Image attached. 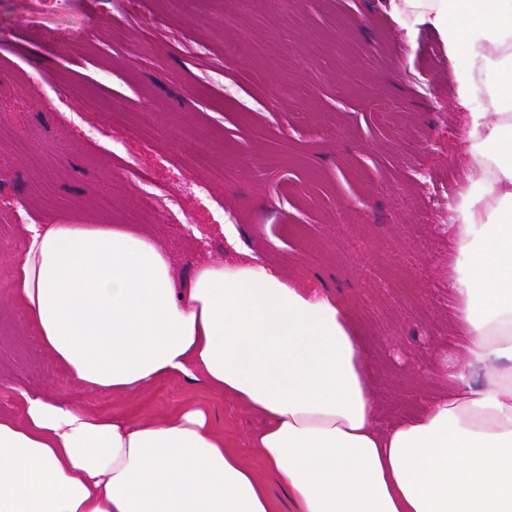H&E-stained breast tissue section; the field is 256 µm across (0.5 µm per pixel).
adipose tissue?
<instances>
[{
	"label": "adipose tissue",
	"mask_w": 512,
	"mask_h": 512,
	"mask_svg": "<svg viewBox=\"0 0 512 512\" xmlns=\"http://www.w3.org/2000/svg\"><path fill=\"white\" fill-rule=\"evenodd\" d=\"M389 3L402 28L430 25L459 57L461 104L485 98L452 216L469 340L421 414L383 424L342 304L249 253L199 266L181 288L135 231L31 224L14 290L78 387L125 394L198 372L259 416L251 445L295 512H512V0ZM21 397L20 416L0 414V512H272L202 408L156 421Z\"/></svg>",
	"instance_id": "adipose-tissue-1"
}]
</instances>
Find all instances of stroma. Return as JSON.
Returning <instances> with one entry per match:
<instances>
[{"label": "stroma", "instance_id": "stroma-1", "mask_svg": "<svg viewBox=\"0 0 512 512\" xmlns=\"http://www.w3.org/2000/svg\"><path fill=\"white\" fill-rule=\"evenodd\" d=\"M457 64L387 0H0V414H20L23 390L133 418L201 407L273 512H295L251 446L261 419L202 376L78 388L27 323L14 255L31 224H124L183 286L234 259L231 222L243 249L348 310L384 421L416 415L447 391L442 357L464 353L449 288L471 165ZM217 166L210 197L187 194ZM153 192L183 214L140 220Z\"/></svg>", "mask_w": 512, "mask_h": 512}]
</instances>
